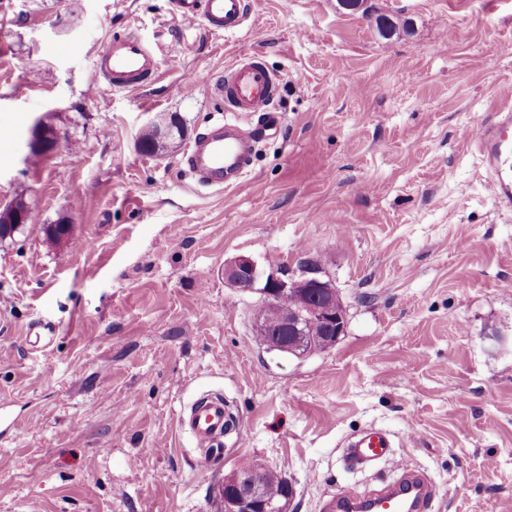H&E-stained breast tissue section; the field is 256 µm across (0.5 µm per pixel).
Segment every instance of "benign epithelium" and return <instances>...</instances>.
<instances>
[{
	"mask_svg": "<svg viewBox=\"0 0 512 512\" xmlns=\"http://www.w3.org/2000/svg\"><path fill=\"white\" fill-rule=\"evenodd\" d=\"M60 132L47 129L42 120H37L30 130L28 151L47 153L57 146ZM224 284L241 292L254 288L259 277L256 263L248 256L238 255L224 261L221 269ZM313 292L321 297V302L305 303L297 308L281 303V299L292 294ZM264 306L276 307L279 323L294 337L271 336V331L261 320H255L256 335L267 337L265 346L284 355L301 358L329 348L330 342L322 339H305L301 326L324 325L334 333L333 340L345 335L347 310L336 311L328 303L336 301L338 291L333 282L326 278L323 260L313 264L299 263L297 271L291 275L279 276L270 273L263 288ZM224 486L232 487L235 493L226 501L225 512H288V502L267 501L251 486L244 473L234 470L224 477Z\"/></svg>",
	"mask_w": 512,
	"mask_h": 512,
	"instance_id": "benign-epithelium-1",
	"label": "benign epithelium"
}]
</instances>
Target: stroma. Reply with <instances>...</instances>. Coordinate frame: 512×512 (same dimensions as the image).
Segmentation results:
<instances>
[{
	"instance_id": "1",
	"label": "stroma",
	"mask_w": 512,
	"mask_h": 512,
	"mask_svg": "<svg viewBox=\"0 0 512 512\" xmlns=\"http://www.w3.org/2000/svg\"><path fill=\"white\" fill-rule=\"evenodd\" d=\"M247 2L242 28L214 35L170 0H0V206L34 218L0 241V512H222L244 459L290 482V512H320L393 477L342 457L372 426L433 480L429 512H512V211L469 138L512 102V0ZM127 31L162 65L115 91L94 59ZM250 53L283 77L282 134L240 186H199L183 155L220 107L184 80ZM171 114L183 138L142 152ZM40 117L61 139L31 164ZM308 253L348 324L296 359L256 339L261 288L219 270ZM204 392L237 418L205 470L179 422ZM18 201L19 202H22L23 200L19 199L17 201H15L14 203H9L6 208L9 209L13 215V220L12 221H8V223H13V224H2V217H4L5 215H2L1 214V220H0V240H4L6 238H13L15 233H20L21 231H23L24 227L27 225V224H30L31 222V216L29 215V208L27 206V204L24 202V204H21V205H18ZM29 215V217H28ZM28 217V220L26 222V224H22L26 221ZM18 224H21L20 227L18 228H15V226H17ZM6 226H10L11 230H15L14 233L12 235H9L8 237H4L2 236V229H4ZM221 276L224 278V284L237 291L247 292L254 288L259 271L250 257L238 255L224 261Z\"/></svg>"
}]
</instances>
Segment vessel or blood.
I'll return each instance as SVG.
<instances>
[{
	"label": "vessel or blood",
	"instance_id": "b4317fda",
	"mask_svg": "<svg viewBox=\"0 0 512 512\" xmlns=\"http://www.w3.org/2000/svg\"><path fill=\"white\" fill-rule=\"evenodd\" d=\"M171 6L181 21L201 22L212 34L235 32L247 19L246 0H171ZM160 65L157 53L132 32L113 36L94 62L107 86L123 91L140 89L154 81ZM201 82L220 102L224 118L188 148L184 163L206 186L234 187L250 170L254 143L281 132V119L272 109L280 77L260 57L244 55L226 67L222 77L205 76ZM247 116L257 119L248 131L240 123ZM472 141L484 159L492 197L501 207L512 210V104L487 114L473 130ZM233 420L223 397L213 393L200 394L184 411L180 425L199 448V466H209L222 455L224 433ZM344 457L359 468L390 462L394 459L393 442L388 434L370 429L346 443ZM433 499L426 478L406 471L399 481L379 491L374 503L378 512H428ZM363 501L358 491L346 488L325 503L324 512H350Z\"/></svg>",
	"mask_w": 512,
	"mask_h": 512
}]
</instances>
